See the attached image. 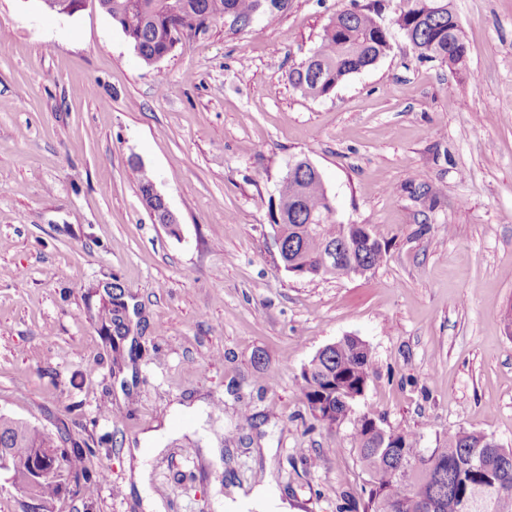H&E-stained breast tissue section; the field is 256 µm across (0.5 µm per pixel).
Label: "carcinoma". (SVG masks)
I'll list each match as a JSON object with an SVG mask.
<instances>
[{
  "instance_id": "carcinoma-1",
  "label": "carcinoma",
  "mask_w": 512,
  "mask_h": 512,
  "mask_svg": "<svg viewBox=\"0 0 512 512\" xmlns=\"http://www.w3.org/2000/svg\"><path fill=\"white\" fill-rule=\"evenodd\" d=\"M112 5V20L120 26L138 58L147 64L171 54L178 44V29L209 24L231 14L245 29L257 18L275 20L289 7V0H103ZM395 24L412 41L419 56L439 60L453 69L467 65L468 45L453 10L424 13L420 0H400ZM389 33L379 27L375 9L359 0L336 15L324 27L314 52L292 67L288 84L301 96H329L350 75L374 65L388 52ZM138 189L142 204L153 208L156 220H165L161 204L153 201V178L143 167ZM327 189L321 175L297 167L282 180L280 198L286 200L273 226L284 240L298 268L315 277L329 247L349 234L346 224L336 223L327 205ZM371 246H357V260L375 269L384 261L386 245L370 233ZM116 327L124 326L122 302L103 304ZM373 375L372 356L364 342L345 337L315 355L301 371V390L306 405L320 426L331 429L355 417L353 441L370 476L363 512H468L466 504L485 488H494L483 512H512V448H504L480 432H450L438 448L417 447L410 431L391 436L379 432L375 418L355 415V406ZM68 438L54 435L27 421L0 413V448H18L17 465L27 467L24 448H58L62 476L46 479L38 489L42 503H49L64 483L80 489L92 483L93 475L76 461L83 456L77 445L66 448Z\"/></svg>"
}]
</instances>
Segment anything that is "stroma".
I'll return each instance as SVG.
<instances>
[{
    "label": "stroma",
    "mask_w": 512,
    "mask_h": 512,
    "mask_svg": "<svg viewBox=\"0 0 512 512\" xmlns=\"http://www.w3.org/2000/svg\"><path fill=\"white\" fill-rule=\"evenodd\" d=\"M398 5L378 4L387 55L312 99L286 74L351 0L221 20L153 64L98 0H0V412L76 441L97 475L53 512H144L137 448L165 512H363L353 421L321 427L301 393L346 336L373 360L357 413L426 450L457 431L512 448V0H451L464 75L418 59ZM300 159L338 223L385 243L374 271L284 270L272 206ZM108 282L127 334L99 312ZM130 164L134 169H137L141 172V176L138 182V189L142 204H146L155 210L156 220L159 223L161 221H164L166 215L161 210V204L159 201H153V196L151 195V187L152 184L154 183L153 178L143 170V167L140 166L139 163L135 162L133 159H131Z\"/></svg>",
    "instance_id": "1"
}]
</instances>
